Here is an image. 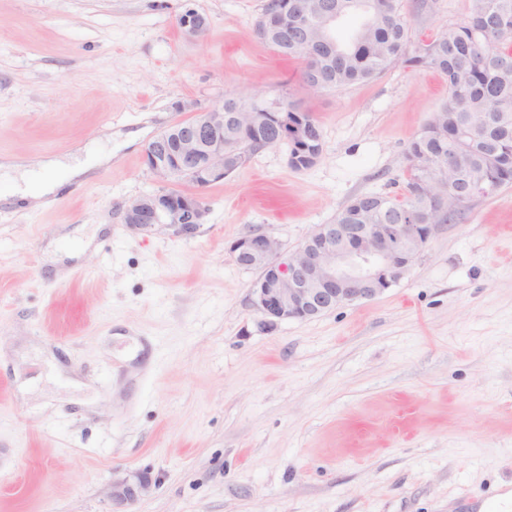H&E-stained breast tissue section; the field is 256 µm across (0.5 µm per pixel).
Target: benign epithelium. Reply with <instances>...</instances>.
Masks as SVG:
<instances>
[{
    "label": "benign epithelium",
    "mask_w": 512,
    "mask_h": 512,
    "mask_svg": "<svg viewBox=\"0 0 512 512\" xmlns=\"http://www.w3.org/2000/svg\"><path fill=\"white\" fill-rule=\"evenodd\" d=\"M336 21L335 0H319L315 18L305 17L299 33L316 23L328 30ZM182 32L203 38L208 18L188 9L177 19ZM253 101H241L235 112L224 113V105L206 110L194 101H181V112L195 118L175 131L159 134L146 149L145 161L161 183L195 179L197 187L224 179V129L233 126L243 133L252 127ZM439 190L419 191L432 201L448 203V210L463 206L466 189L451 179L436 181ZM207 208L196 194L159 191L141 196L125 209V223L148 231L165 225L181 235L194 233L203 223ZM432 224H319L300 247L284 257L280 242L259 230L238 237L230 247L236 263L260 271L253 284V304L268 323L319 317L336 306L372 299L400 281L427 244ZM147 487L143 479L126 478L112 483V503L124 507L133 503Z\"/></svg>",
    "instance_id": "benign-epithelium-1"
}]
</instances>
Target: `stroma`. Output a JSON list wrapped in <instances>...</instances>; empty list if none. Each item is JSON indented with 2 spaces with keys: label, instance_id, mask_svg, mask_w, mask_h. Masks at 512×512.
<instances>
[{
  "label": "stroma",
  "instance_id": "obj_1",
  "mask_svg": "<svg viewBox=\"0 0 512 512\" xmlns=\"http://www.w3.org/2000/svg\"><path fill=\"white\" fill-rule=\"evenodd\" d=\"M268 0H0V157L111 153L52 207L0 205V512H501L512 491V185L437 225L370 300L265 322L258 271L231 243L257 229L296 250L364 193L403 196L406 151L448 100L435 70L398 65L310 92L301 62L256 33ZM207 16L204 39L176 18ZM471 0H405L411 39ZM233 98L311 112L322 153L279 144L196 189L193 235L131 229L161 191L160 132ZM86 251H79V244ZM147 485L148 483L144 479H138V481H130L126 478L116 480L112 483V503L117 508L133 503Z\"/></svg>",
  "mask_w": 512,
  "mask_h": 512
}]
</instances>
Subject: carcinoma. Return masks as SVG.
I'll use <instances>...</instances> for the list:
<instances>
[{
  "label": "carcinoma",
  "instance_id": "obj_1",
  "mask_svg": "<svg viewBox=\"0 0 512 512\" xmlns=\"http://www.w3.org/2000/svg\"><path fill=\"white\" fill-rule=\"evenodd\" d=\"M313 0H268L256 22L258 36L281 56L303 62L301 78L308 88L337 90L369 81L397 64L438 72L448 85V102L433 112L412 139L406 153L410 171L403 198L380 193L354 198L335 224L383 223V217L420 210L425 224H445L448 212L414 193L420 185L452 168L474 198L488 197L512 183V0H473L466 20L428 42L412 45L403 0H336V19L364 14L368 33L348 44L330 39L316 47L314 60L279 27L283 8L293 24L297 7L309 10ZM305 153L321 154L322 131L310 112H303ZM265 123L225 143V150L248 160L273 146Z\"/></svg>",
  "mask_w": 512,
  "mask_h": 512
}]
</instances>
